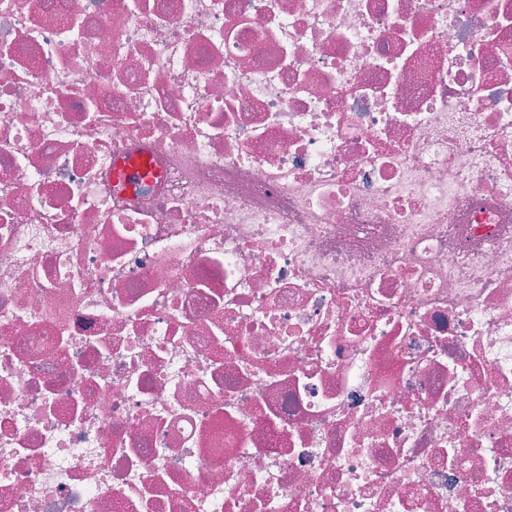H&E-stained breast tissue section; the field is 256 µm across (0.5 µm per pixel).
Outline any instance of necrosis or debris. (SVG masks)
Returning <instances> with one entry per match:
<instances>
[{
  "label": "necrosis or debris",
  "mask_w": 512,
  "mask_h": 512,
  "mask_svg": "<svg viewBox=\"0 0 512 512\" xmlns=\"http://www.w3.org/2000/svg\"><path fill=\"white\" fill-rule=\"evenodd\" d=\"M0 512H512V0H0ZM114 176L125 185L138 186L151 179L152 171L142 160H127L116 164Z\"/></svg>",
  "instance_id": "4bbe7bcc"
}]
</instances>
